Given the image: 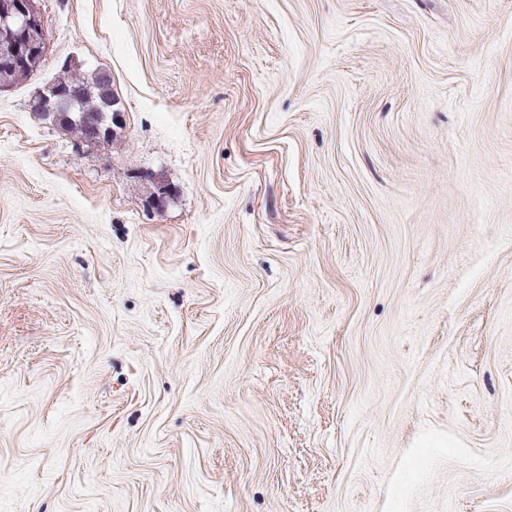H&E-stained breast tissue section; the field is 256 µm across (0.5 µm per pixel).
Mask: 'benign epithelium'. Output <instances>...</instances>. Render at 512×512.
<instances>
[{"instance_id":"1","label":"benign epithelium","mask_w":512,"mask_h":512,"mask_svg":"<svg viewBox=\"0 0 512 512\" xmlns=\"http://www.w3.org/2000/svg\"><path fill=\"white\" fill-rule=\"evenodd\" d=\"M46 32L44 30L39 0H0V65L10 66L21 72L35 67L45 53ZM38 103L53 102V122L64 131L81 124L85 143L107 142L118 135L124 127L123 114L115 112L111 121L77 117L79 98L73 90L54 81L38 93Z\"/></svg>"}]
</instances>
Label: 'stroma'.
Segmentation results:
<instances>
[{
  "mask_svg": "<svg viewBox=\"0 0 512 512\" xmlns=\"http://www.w3.org/2000/svg\"><path fill=\"white\" fill-rule=\"evenodd\" d=\"M39 5L0 512H512V0ZM69 62L115 140L34 112ZM74 77L64 78V80L72 86V89L76 88L83 92L84 96L81 100V107L88 111V113L96 114L100 119L108 121L110 112H98L104 107L103 101L96 94L90 95L88 93L89 90H94L95 86L99 83V72L82 73L74 70Z\"/></svg>",
  "mask_w": 512,
  "mask_h": 512,
  "instance_id": "1",
  "label": "stroma"
}]
</instances>
